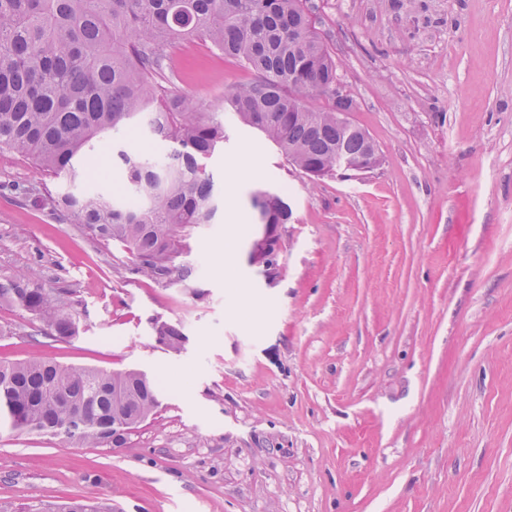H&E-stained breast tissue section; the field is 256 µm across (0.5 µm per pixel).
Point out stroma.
Here are the masks:
<instances>
[{"label":"stroma","mask_w":512,"mask_h":512,"mask_svg":"<svg viewBox=\"0 0 512 512\" xmlns=\"http://www.w3.org/2000/svg\"><path fill=\"white\" fill-rule=\"evenodd\" d=\"M315 2L382 163L313 183L225 113L206 161L224 211L188 238L187 282L134 273L123 247L22 196L122 194L111 140L73 183L0 150V274L37 270L80 316L79 336L37 346L32 316L0 305V362L135 369L164 391L117 448L0 433V512H512V0ZM169 56L208 107L252 78L193 40ZM265 189L286 191L289 223L256 225ZM263 232L268 271L250 261ZM156 319L182 349L155 341Z\"/></svg>","instance_id":"stroma-1"}]
</instances>
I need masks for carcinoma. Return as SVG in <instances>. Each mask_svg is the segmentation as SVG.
Returning <instances> with one entry per match:
<instances>
[{
    "label": "carcinoma",
    "instance_id": "cac0c4a2",
    "mask_svg": "<svg viewBox=\"0 0 512 512\" xmlns=\"http://www.w3.org/2000/svg\"><path fill=\"white\" fill-rule=\"evenodd\" d=\"M314 0H0V148L74 181L76 160L105 135L143 127L170 150L143 155L118 147L128 198L55 194L35 201L124 247L134 271L181 283L188 231L214 223L220 195L205 160L226 139L211 112L167 74L170 44L195 39L247 67L254 79L223 94L239 121L272 141L312 180L336 175V150L381 163L362 127L339 136L336 113L354 98L336 97L338 65L312 27ZM320 98L321 107L308 100ZM270 224L292 216L287 197L264 191ZM0 304L36 318V345L78 333L77 313L42 288L36 273L0 275ZM156 342L177 348L182 330L155 321ZM160 405V389L135 370L106 371L44 359L0 364V431L39 433L89 448L118 447ZM58 512H112L70 501Z\"/></svg>",
    "mask_w": 512,
    "mask_h": 512
}]
</instances>
